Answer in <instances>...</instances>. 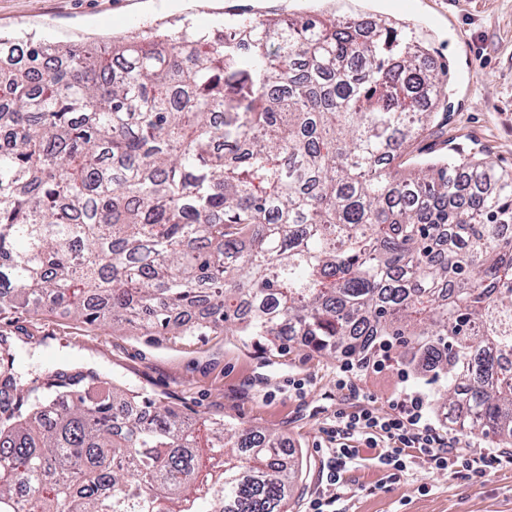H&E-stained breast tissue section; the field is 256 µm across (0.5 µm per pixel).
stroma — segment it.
<instances>
[{"mask_svg":"<svg viewBox=\"0 0 512 512\" xmlns=\"http://www.w3.org/2000/svg\"><path fill=\"white\" fill-rule=\"evenodd\" d=\"M127 0H0V33L107 49L113 36L130 35L121 23ZM144 25L173 32L199 21V8L219 0H134ZM362 0L363 16L413 22L432 50L434 65H447V108L419 144L420 155L460 146L512 172V0ZM20 372L78 364L158 394L195 417L282 434L303 459L288 501L305 512L320 483L327 452L322 429L347 408L338 359L294 346L260 349L237 336H172L156 344L134 331L76 323L62 311L39 316L17 312L0 318ZM360 396L388 410L404 388L394 365L359 373ZM351 489L336 512H512V464L485 477L429 467L413 459L406 473L384 483L382 469L359 463L345 474Z\"/></svg>","mask_w":512,"mask_h":512,"instance_id":"35a3bbf8","label":"stroma"}]
</instances>
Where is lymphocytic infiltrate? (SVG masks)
<instances>
[{
  "mask_svg": "<svg viewBox=\"0 0 512 512\" xmlns=\"http://www.w3.org/2000/svg\"><path fill=\"white\" fill-rule=\"evenodd\" d=\"M425 407L421 393L406 390L387 412L363 406L350 414H337L324 429L329 455L326 483L333 493L313 497L307 512H331L336 500L347 495L345 469L360 461L364 446L374 449L378 465L395 477L406 472L416 455L433 468H459L479 478L502 462L512 463V450L506 448L465 452L457 437L425 418Z\"/></svg>",
  "mask_w": 512,
  "mask_h": 512,
  "instance_id": "obj_1",
  "label": "lymphocytic infiltrate"
}]
</instances>
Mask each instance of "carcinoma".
Returning <instances> with one entry per match:
<instances>
[{"instance_id": "1", "label": "carcinoma", "mask_w": 512, "mask_h": 512, "mask_svg": "<svg viewBox=\"0 0 512 512\" xmlns=\"http://www.w3.org/2000/svg\"><path fill=\"white\" fill-rule=\"evenodd\" d=\"M445 94L408 33L309 14L104 53L0 36V315L297 343L431 374L512 441V173L398 160ZM0 336V512H288L283 436Z\"/></svg>"}]
</instances>
